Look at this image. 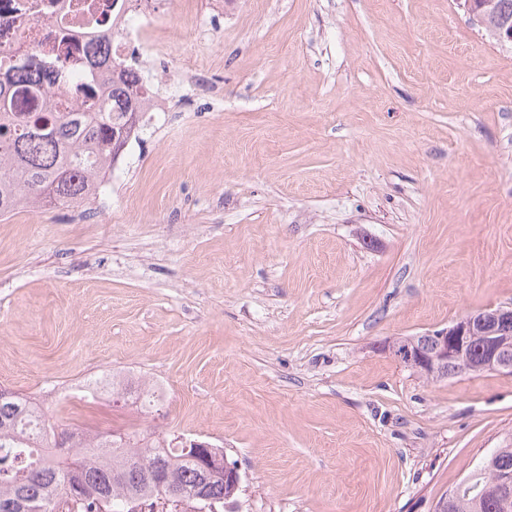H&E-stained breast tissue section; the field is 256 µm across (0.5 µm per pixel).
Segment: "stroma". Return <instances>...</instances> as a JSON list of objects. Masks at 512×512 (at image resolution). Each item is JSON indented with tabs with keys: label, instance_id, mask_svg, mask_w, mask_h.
<instances>
[{
	"label": "stroma",
	"instance_id": "obj_1",
	"mask_svg": "<svg viewBox=\"0 0 512 512\" xmlns=\"http://www.w3.org/2000/svg\"><path fill=\"white\" fill-rule=\"evenodd\" d=\"M138 115L82 206L0 217V388L75 432L223 448L234 512H432L512 445V374L393 341L512 303V44L457 0H156ZM122 372L164 389L61 404Z\"/></svg>",
	"mask_w": 512,
	"mask_h": 512
}]
</instances>
